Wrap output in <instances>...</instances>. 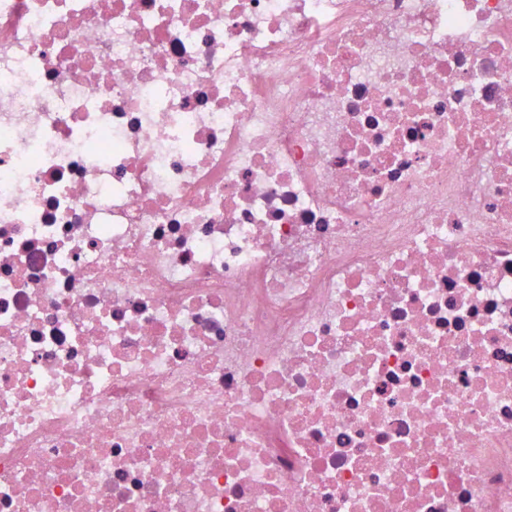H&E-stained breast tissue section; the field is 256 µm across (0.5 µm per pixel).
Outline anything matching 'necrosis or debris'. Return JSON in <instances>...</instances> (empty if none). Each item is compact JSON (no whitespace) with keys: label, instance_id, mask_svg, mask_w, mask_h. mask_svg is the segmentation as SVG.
Wrapping results in <instances>:
<instances>
[{"label":"necrosis or debris","instance_id":"4bbe7bcc","mask_svg":"<svg viewBox=\"0 0 512 512\" xmlns=\"http://www.w3.org/2000/svg\"><path fill=\"white\" fill-rule=\"evenodd\" d=\"M0 512H512V0H0Z\"/></svg>","mask_w":512,"mask_h":512}]
</instances>
